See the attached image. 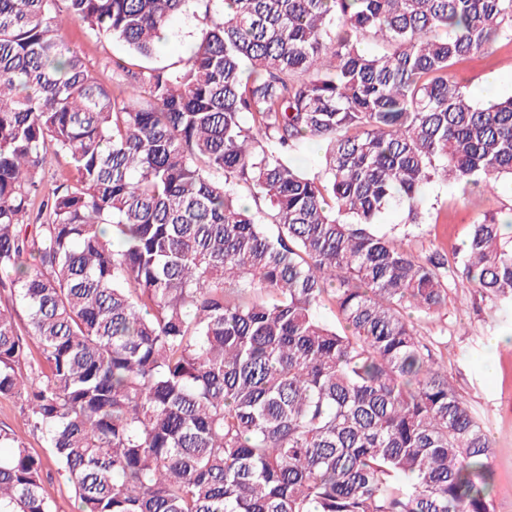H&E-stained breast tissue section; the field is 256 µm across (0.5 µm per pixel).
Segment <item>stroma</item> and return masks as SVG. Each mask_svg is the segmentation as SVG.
<instances>
[{
    "label": "stroma",
    "mask_w": 512,
    "mask_h": 512,
    "mask_svg": "<svg viewBox=\"0 0 512 512\" xmlns=\"http://www.w3.org/2000/svg\"><path fill=\"white\" fill-rule=\"evenodd\" d=\"M202 28L200 18L177 15L170 22L171 35L159 46L152 62L157 66L184 59ZM70 46L79 50L93 74L110 83L113 58L124 55L122 46L90 34L73 24L63 31ZM459 74L469 90L482 91L490 76H497V94H512V42L497 41L460 64ZM512 211V187L489 191L476 189L463 197L456 185L433 184L429 205L419 224L404 221L402 210L386 213L381 232L405 236L415 256L461 248L470 228L487 213ZM419 336L431 343L448 370L457 393L486 426L493 441L492 512H512V311L483 297L463 279L452 281L446 305L436 314L416 317ZM13 430L28 447L46 459L44 491L52 512H77L73 486L48 458L45 443L25 423V405L19 398H0V428Z\"/></svg>",
    "instance_id": "stroma-1"
}]
</instances>
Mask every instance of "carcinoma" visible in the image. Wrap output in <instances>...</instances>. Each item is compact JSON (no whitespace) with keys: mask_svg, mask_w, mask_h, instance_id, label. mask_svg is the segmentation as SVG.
Listing matches in <instances>:
<instances>
[{"mask_svg":"<svg viewBox=\"0 0 512 512\" xmlns=\"http://www.w3.org/2000/svg\"><path fill=\"white\" fill-rule=\"evenodd\" d=\"M56 2L0 0V269L27 313L0 308V397L78 512H491L490 434L411 314L452 275L511 305L512 237L486 216L423 261L374 226L420 223L436 182L512 184V96L457 75L512 41V0ZM189 11V56L147 65ZM71 23L126 47L111 86ZM0 447V512H52L41 458ZM24 402L15 398H0V428H9L21 437L30 448L45 461L43 484L52 512H77V503L72 483L67 476L57 470L50 459L48 448L25 424Z\"/></svg>","mask_w":512,"mask_h":512,"instance_id":"1","label":"carcinoma"}]
</instances>
